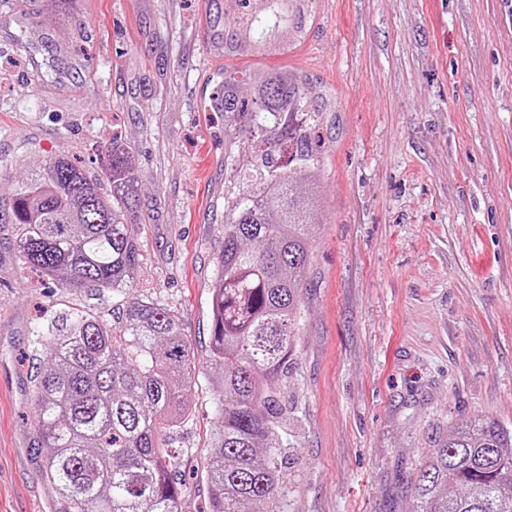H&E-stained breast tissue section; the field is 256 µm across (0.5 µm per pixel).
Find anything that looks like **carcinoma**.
<instances>
[{
  "label": "carcinoma",
  "mask_w": 512,
  "mask_h": 512,
  "mask_svg": "<svg viewBox=\"0 0 512 512\" xmlns=\"http://www.w3.org/2000/svg\"><path fill=\"white\" fill-rule=\"evenodd\" d=\"M253 104L238 97L234 75L224 78V115L246 119L262 140L250 189L224 200L211 301L209 368L219 388L204 466L210 512H284L281 397L318 214L316 191L293 187L315 181L319 113L291 80L260 86ZM108 157L112 201L99 179L50 158L0 215L19 226L22 265L61 288L121 295L137 276L135 159L115 141ZM36 336V429L59 512H181L171 435L193 407L196 359L177 312L149 298L110 321L63 310ZM414 498L416 512H512V430L480 418L449 426L417 474Z\"/></svg>",
  "instance_id": "1"
}]
</instances>
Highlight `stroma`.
<instances>
[{"label":"stroma","mask_w":512,"mask_h":512,"mask_svg":"<svg viewBox=\"0 0 512 512\" xmlns=\"http://www.w3.org/2000/svg\"><path fill=\"white\" fill-rule=\"evenodd\" d=\"M31 54L0 48V182L65 156L103 176L135 156L141 265L127 299L174 308L195 353L194 410L174 434L182 512L217 421L207 366L224 199L255 162L214 110L284 77L311 92L319 221L284 393L287 512H414L435 437L469 418L512 429V0H0ZM0 224V512H55L38 449L33 332L51 308L119 303L20 269Z\"/></svg>","instance_id":"1"}]
</instances>
